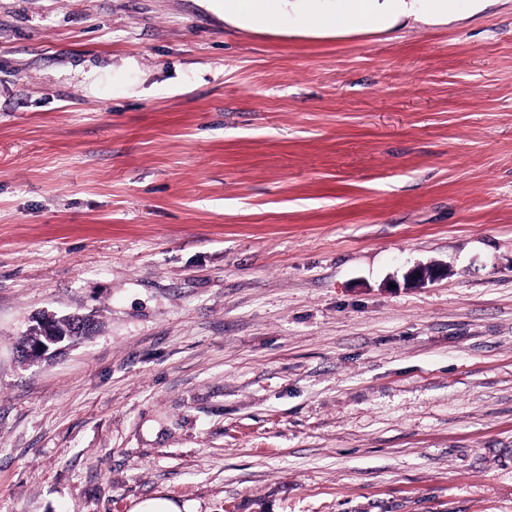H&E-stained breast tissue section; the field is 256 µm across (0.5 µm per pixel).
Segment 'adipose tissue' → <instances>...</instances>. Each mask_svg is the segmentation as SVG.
Listing matches in <instances>:
<instances>
[{
	"mask_svg": "<svg viewBox=\"0 0 512 512\" xmlns=\"http://www.w3.org/2000/svg\"><path fill=\"white\" fill-rule=\"evenodd\" d=\"M418 7L436 13L445 9L446 0H353L349 5H337L335 16L314 19L313 24L338 30L376 28L396 23Z\"/></svg>",
	"mask_w": 512,
	"mask_h": 512,
	"instance_id": "ef3b65f1",
	"label": "adipose tissue"
}]
</instances>
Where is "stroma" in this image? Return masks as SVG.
Returning a JSON list of instances; mask_svg holds the SVG:
<instances>
[{"mask_svg":"<svg viewBox=\"0 0 512 512\" xmlns=\"http://www.w3.org/2000/svg\"><path fill=\"white\" fill-rule=\"evenodd\" d=\"M315 6L0 0V512H512V0ZM447 0H336L354 2L336 6V16L309 21L312 27H330L336 30L353 28H376L394 24L401 17L414 12L417 5L427 13H436L446 8ZM45 320L51 321L56 330L60 333L61 337H64L65 339L71 337L73 343L81 340L83 335L86 333V327H80L78 324L80 319L77 316V313L59 316L54 313L42 311L38 313L33 320V324L30 325L25 333L17 340V350L25 347H32L44 341L45 334L43 321Z\"/></svg>","mask_w":512,"mask_h":512,"instance_id":"obj_1","label":"stroma"}]
</instances>
